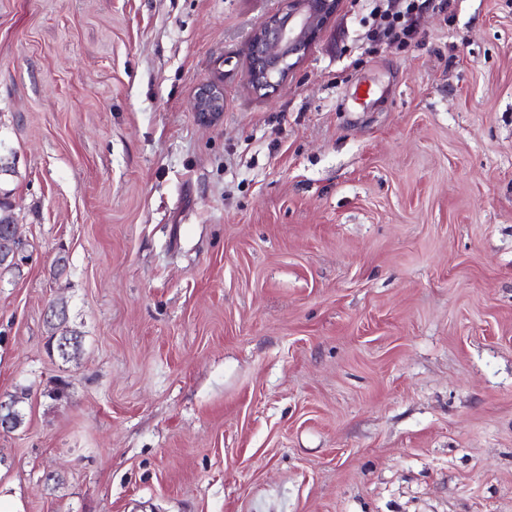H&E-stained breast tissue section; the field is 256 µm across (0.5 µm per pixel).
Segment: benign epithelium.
<instances>
[{"instance_id":"1","label":"benign epithelium","mask_w":512,"mask_h":512,"mask_svg":"<svg viewBox=\"0 0 512 512\" xmlns=\"http://www.w3.org/2000/svg\"><path fill=\"white\" fill-rule=\"evenodd\" d=\"M340 0H282L281 8L259 22L249 36L246 50L249 82L254 92H269L285 80L309 46L326 30ZM193 110L208 125L224 112V88L210 80L196 93ZM27 248L19 225L0 234V258L19 264Z\"/></svg>"}]
</instances>
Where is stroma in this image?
Listing matches in <instances>:
<instances>
[{"instance_id": "1", "label": "stroma", "mask_w": 512, "mask_h": 512, "mask_svg": "<svg viewBox=\"0 0 512 512\" xmlns=\"http://www.w3.org/2000/svg\"><path fill=\"white\" fill-rule=\"evenodd\" d=\"M280 7L0 0V512H512V0H341L261 96ZM370 14L375 18L371 30L373 42L404 46L416 33L417 18L429 0L373 1ZM193 110L202 124L217 121L224 112V88L219 81L210 80L196 93ZM4 222L10 224L9 217L2 216L0 214V230L4 228ZM27 248L25 240L22 238L19 231V224H12L6 231L0 236V258H4L6 263L12 259V263L19 265L20 257L24 255ZM59 309L62 314L61 317L47 319V326L49 328L47 347L50 355L56 353L62 360L69 361L79 353L81 338L74 331L67 329V307L63 301L57 302V305L54 302L49 305V317L57 316Z\"/></svg>"}]
</instances>
